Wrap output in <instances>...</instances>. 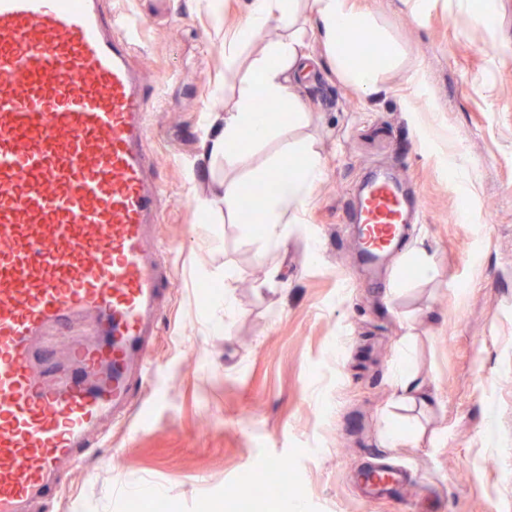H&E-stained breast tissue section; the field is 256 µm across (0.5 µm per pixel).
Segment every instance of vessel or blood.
Masks as SVG:
<instances>
[{
    "instance_id": "vessel-or-blood-1",
    "label": "vessel or blood",
    "mask_w": 512,
    "mask_h": 512,
    "mask_svg": "<svg viewBox=\"0 0 512 512\" xmlns=\"http://www.w3.org/2000/svg\"><path fill=\"white\" fill-rule=\"evenodd\" d=\"M135 30L100 0H0V512L61 490L100 424L124 420L131 385L152 388L171 271L149 247L160 189ZM418 215L399 178L375 174L349 216L364 262ZM84 317L93 339L44 378L51 331Z\"/></svg>"
}]
</instances>
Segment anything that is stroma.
<instances>
[{
  "label": "stroma",
  "instance_id": "obj_1",
  "mask_svg": "<svg viewBox=\"0 0 512 512\" xmlns=\"http://www.w3.org/2000/svg\"><path fill=\"white\" fill-rule=\"evenodd\" d=\"M223 2L218 31L207 0H101L145 23L130 64L173 264L152 340L161 378L151 396L131 389L125 422L30 512H232L256 498L247 474L270 462L287 464L288 489L256 512H512V0H355L370 41L398 57L363 94L317 51L308 120L287 133L315 142L325 178L282 246L191 204L239 176L204 161L200 140L237 95L224 34L249 0ZM379 168L410 182L422 210L373 277L344 212ZM403 357L435 394L432 412L396 402ZM390 425L413 446L389 447ZM380 461L412 479L398 499L369 502L357 475Z\"/></svg>",
  "mask_w": 512,
  "mask_h": 512
}]
</instances>
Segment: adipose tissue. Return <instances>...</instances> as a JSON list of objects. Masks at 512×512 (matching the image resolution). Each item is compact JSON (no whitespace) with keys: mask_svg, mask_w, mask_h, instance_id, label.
Wrapping results in <instances>:
<instances>
[{"mask_svg":"<svg viewBox=\"0 0 512 512\" xmlns=\"http://www.w3.org/2000/svg\"><path fill=\"white\" fill-rule=\"evenodd\" d=\"M368 25L351 0H251L244 24L224 35L225 66H235L240 46L254 44L258 50L239 83L234 107L207 122L203 155L213 163L237 165L244 161V152L231 153L227 147L241 137H248L255 146L280 141L281 147L267 167L252 171L247 178L253 185L264 183L273 180L272 170L296 168L259 201L255 233L267 244L279 245L285 225L299 223L324 176L323 158L315 144L284 136L285 125L298 126L306 120L307 109L297 84L298 75L306 68V44L311 39L319 42L337 74L359 92L369 94L378 89L381 70L358 58L353 50L356 34ZM261 99L286 111L287 123L275 118L257 122L255 109ZM241 189L238 183L217 184L209 194L196 197L194 207L213 220L242 214Z\"/></svg>","mask_w":512,"mask_h":512,"instance_id":"1","label":"adipose tissue"}]
</instances>
